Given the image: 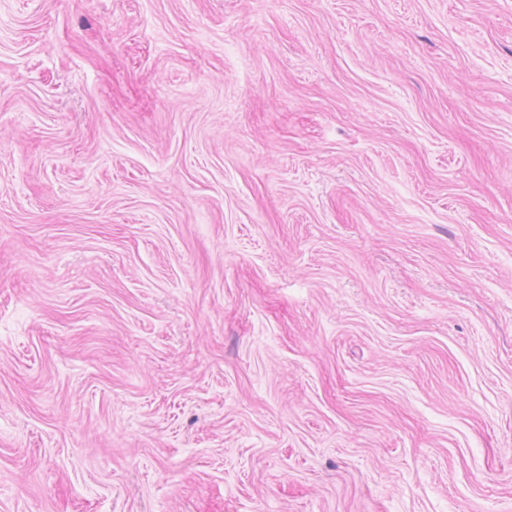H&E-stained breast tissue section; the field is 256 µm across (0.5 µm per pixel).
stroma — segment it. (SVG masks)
<instances>
[{"mask_svg":"<svg viewBox=\"0 0 512 512\" xmlns=\"http://www.w3.org/2000/svg\"><path fill=\"white\" fill-rule=\"evenodd\" d=\"M0 512H512V0H0Z\"/></svg>","mask_w":512,"mask_h":512,"instance_id":"obj_1","label":"stroma"}]
</instances>
